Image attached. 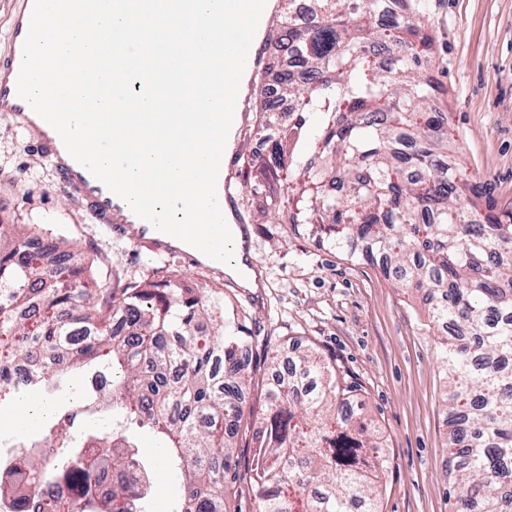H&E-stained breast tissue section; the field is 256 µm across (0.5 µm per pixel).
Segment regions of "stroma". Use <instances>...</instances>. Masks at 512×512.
<instances>
[{"instance_id":"obj_1","label":"stroma","mask_w":512,"mask_h":512,"mask_svg":"<svg viewBox=\"0 0 512 512\" xmlns=\"http://www.w3.org/2000/svg\"><path fill=\"white\" fill-rule=\"evenodd\" d=\"M435 37L432 74L444 87L438 106L456 139L444 160L474 174L498 212H512V0H425ZM0 224H36L91 262L104 286L158 281L168 273L184 287L214 283L212 273L179 256L148 249L88 222L29 134L0 118ZM261 286L230 285L256 342L250 354L257 383L249 405L265 409L273 357L291 340L312 344L332 361L379 428L386 452L383 512H452L447 478L442 379L436 327L421 296L405 292L379 267L319 249L287 224H257L252 243ZM137 442L154 467L153 512H168L178 478L151 437Z\"/></svg>"}]
</instances>
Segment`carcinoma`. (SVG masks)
Instances as JSON below:
<instances>
[{
	"mask_svg": "<svg viewBox=\"0 0 512 512\" xmlns=\"http://www.w3.org/2000/svg\"><path fill=\"white\" fill-rule=\"evenodd\" d=\"M383 0H308V19L279 6L276 41L299 53L309 79L284 70L278 92L297 101L282 119L268 88L257 93L255 125L271 142L262 163L246 157L250 224H289L319 247L357 258L356 239L381 254L402 288L425 299L434 324L463 334L442 341L447 408L465 428L449 426L453 512H512V214L493 213L489 195L464 180L437 153L448 146V114L432 107L445 92L430 75L434 37L420 22L424 4L382 19ZM394 52L382 71L366 47ZM273 182L287 196L272 197ZM34 224H0V418L18 396H56L70 376L112 373V395L83 393L39 436L0 430V448H28L9 461L0 500L14 512H150L153 468L131 475L126 456L138 447L131 429H149L166 449L183 494L173 512H226L229 495L247 485L255 512H382L377 487L385 446L362 415L336 367L311 346H299L289 367L266 386L263 427L255 432L251 467L235 449L247 422L253 377L241 354L254 338L220 287L182 288L174 278L131 283L114 301L91 288L85 266L48 273L26 251ZM128 314L126 335L112 334L114 312ZM51 448L47 458L36 452ZM112 472L101 499L80 505L45 492Z\"/></svg>",
	"mask_w": 512,
	"mask_h": 512,
	"instance_id": "1",
	"label": "carcinoma"
}]
</instances>
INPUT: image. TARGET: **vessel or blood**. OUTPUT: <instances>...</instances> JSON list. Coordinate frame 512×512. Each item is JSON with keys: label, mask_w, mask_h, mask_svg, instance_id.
I'll use <instances>...</instances> for the list:
<instances>
[{"label": "vessel or blood", "mask_w": 512, "mask_h": 512, "mask_svg": "<svg viewBox=\"0 0 512 512\" xmlns=\"http://www.w3.org/2000/svg\"><path fill=\"white\" fill-rule=\"evenodd\" d=\"M33 0H22L10 17L6 51L0 52V113L15 118L49 159L64 184L80 200L90 223L100 224L117 236L153 252L178 254L192 262H204L207 269L220 270V262L202 260L194 248L178 246L175 238L157 231L139 218L129 205L112 193L68 153L56 132L17 94V79L23 56V44L29 31Z\"/></svg>", "instance_id": "obj_1"}]
</instances>
